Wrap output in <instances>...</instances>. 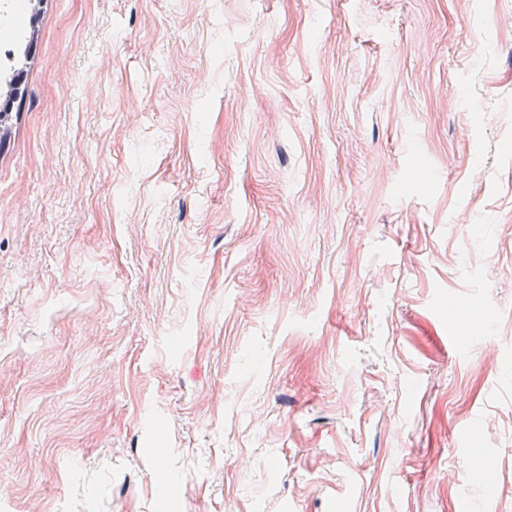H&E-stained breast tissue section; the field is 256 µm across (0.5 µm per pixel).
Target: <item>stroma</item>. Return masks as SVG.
<instances>
[{
    "instance_id": "obj_1",
    "label": "stroma",
    "mask_w": 512,
    "mask_h": 512,
    "mask_svg": "<svg viewBox=\"0 0 512 512\" xmlns=\"http://www.w3.org/2000/svg\"><path fill=\"white\" fill-rule=\"evenodd\" d=\"M509 16L37 0L0 512H512Z\"/></svg>"
}]
</instances>
